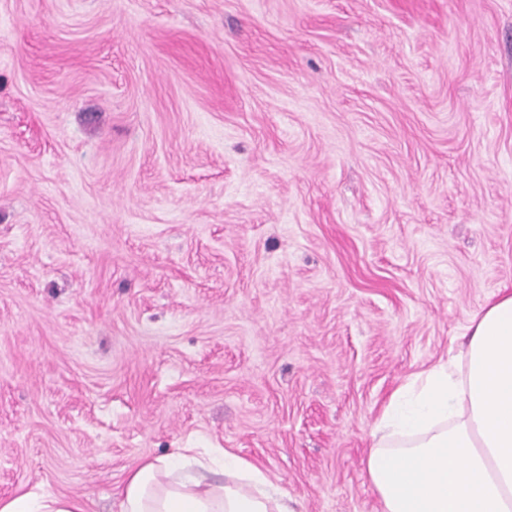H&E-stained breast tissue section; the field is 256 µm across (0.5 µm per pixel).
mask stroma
I'll use <instances>...</instances> for the list:
<instances>
[{
	"instance_id": "1",
	"label": "stroma",
	"mask_w": 512,
	"mask_h": 512,
	"mask_svg": "<svg viewBox=\"0 0 512 512\" xmlns=\"http://www.w3.org/2000/svg\"><path fill=\"white\" fill-rule=\"evenodd\" d=\"M512 292V0H0V500L222 448L379 512L370 432Z\"/></svg>"
}]
</instances>
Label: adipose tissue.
Masks as SVG:
<instances>
[{
    "instance_id": "1",
    "label": "adipose tissue",
    "mask_w": 512,
    "mask_h": 512,
    "mask_svg": "<svg viewBox=\"0 0 512 512\" xmlns=\"http://www.w3.org/2000/svg\"><path fill=\"white\" fill-rule=\"evenodd\" d=\"M381 512H512V294L468 321L447 362L411 374L389 397L365 457ZM119 512H296L255 465L221 449L131 467ZM0 512H85L26 491Z\"/></svg>"
}]
</instances>
